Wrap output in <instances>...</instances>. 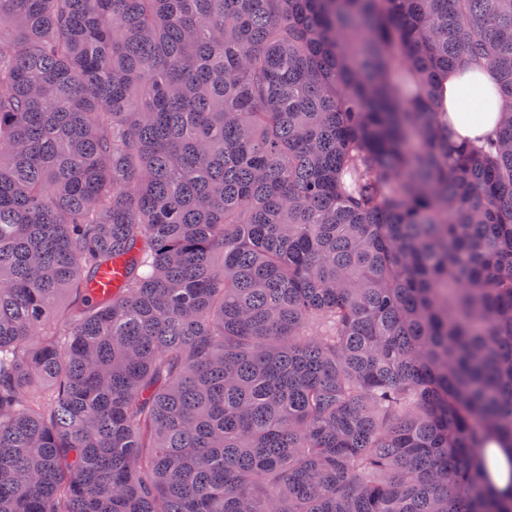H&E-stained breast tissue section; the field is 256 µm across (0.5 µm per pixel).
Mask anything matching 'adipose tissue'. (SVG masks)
<instances>
[{"label": "adipose tissue", "mask_w": 512, "mask_h": 512, "mask_svg": "<svg viewBox=\"0 0 512 512\" xmlns=\"http://www.w3.org/2000/svg\"><path fill=\"white\" fill-rule=\"evenodd\" d=\"M444 89L453 142L480 144L494 137L501 114L494 77L487 68L449 72Z\"/></svg>", "instance_id": "1"}]
</instances>
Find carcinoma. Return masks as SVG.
I'll return each mask as SVG.
<instances>
[{"instance_id": "1", "label": "carcinoma", "mask_w": 512, "mask_h": 512, "mask_svg": "<svg viewBox=\"0 0 512 512\" xmlns=\"http://www.w3.org/2000/svg\"><path fill=\"white\" fill-rule=\"evenodd\" d=\"M493 444L512 0H0V512H512ZM444 89L448 129L453 142L481 144L494 137L501 113L494 77L486 67L448 72ZM473 99L481 101V110L466 112L465 103ZM489 466L493 475V487H503L508 482V463L498 448H490L488 453Z\"/></svg>"}]
</instances>
